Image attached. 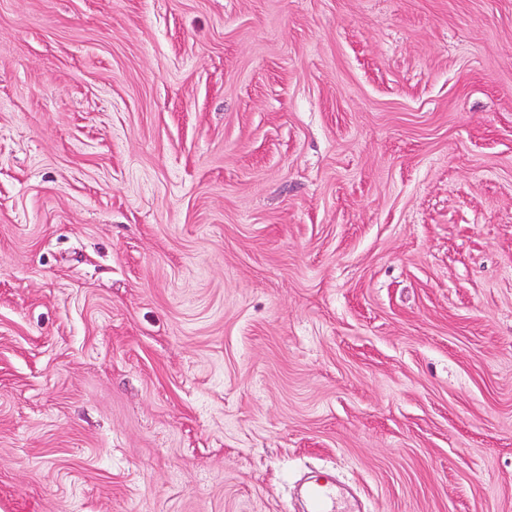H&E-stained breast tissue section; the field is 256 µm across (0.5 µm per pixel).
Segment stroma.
I'll return each instance as SVG.
<instances>
[{
  "label": "stroma",
  "mask_w": 512,
  "mask_h": 512,
  "mask_svg": "<svg viewBox=\"0 0 512 512\" xmlns=\"http://www.w3.org/2000/svg\"><path fill=\"white\" fill-rule=\"evenodd\" d=\"M512 512V0H0V512ZM306 493L309 512H335L334 490L328 483L312 484L308 486Z\"/></svg>",
  "instance_id": "35a3bbf8"
}]
</instances>
